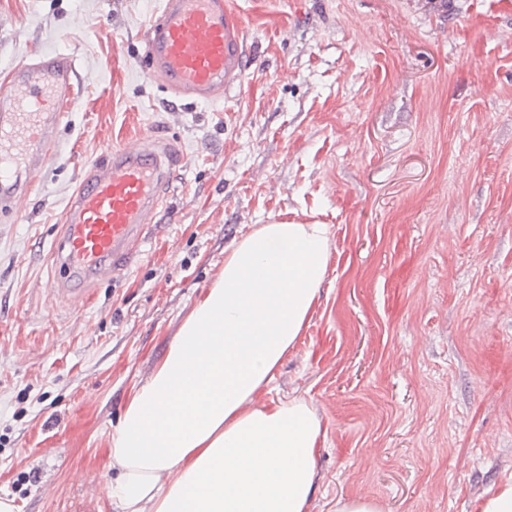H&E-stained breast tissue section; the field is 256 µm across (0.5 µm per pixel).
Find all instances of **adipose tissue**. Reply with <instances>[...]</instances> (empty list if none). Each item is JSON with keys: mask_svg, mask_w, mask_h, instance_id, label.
Here are the masks:
<instances>
[{"mask_svg": "<svg viewBox=\"0 0 512 512\" xmlns=\"http://www.w3.org/2000/svg\"><path fill=\"white\" fill-rule=\"evenodd\" d=\"M330 249L325 224H261L234 246L111 433L109 505L309 512L321 420L304 398H256L311 319Z\"/></svg>", "mask_w": 512, "mask_h": 512, "instance_id": "ef3b65f1", "label": "adipose tissue"}]
</instances>
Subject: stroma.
Masks as SVG:
<instances>
[{"mask_svg": "<svg viewBox=\"0 0 512 512\" xmlns=\"http://www.w3.org/2000/svg\"><path fill=\"white\" fill-rule=\"evenodd\" d=\"M254 58L213 103L142 72L158 0H0V77L74 56L79 105L0 216V499L100 512L110 433L257 225H329L328 275L272 398L327 432L311 512H477L512 477V0H231ZM493 20V30L472 15ZM181 154L140 258L54 296L68 199L108 148Z\"/></svg>", "mask_w": 512, "mask_h": 512, "instance_id": "35a3bbf8", "label": "stroma"}]
</instances>
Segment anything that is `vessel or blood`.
I'll return each mask as SVG.
<instances>
[{"mask_svg":"<svg viewBox=\"0 0 512 512\" xmlns=\"http://www.w3.org/2000/svg\"><path fill=\"white\" fill-rule=\"evenodd\" d=\"M142 59L147 76L174 99H220L240 86L246 71L242 22L229 0H163L149 22ZM79 90L75 63L62 53L35 56L0 80V212H19L28 185L12 169L24 167L32 177L43 170ZM177 161L170 145L147 138L110 148L104 162L91 166L67 205L54 250L62 296L81 292L106 270L121 280Z\"/></svg>","mask_w":512,"mask_h":512,"instance_id":"vessel-or-blood-1","label":"vessel or blood"}]
</instances>
